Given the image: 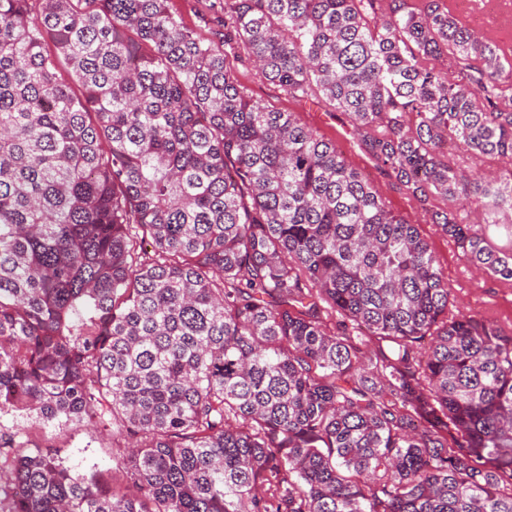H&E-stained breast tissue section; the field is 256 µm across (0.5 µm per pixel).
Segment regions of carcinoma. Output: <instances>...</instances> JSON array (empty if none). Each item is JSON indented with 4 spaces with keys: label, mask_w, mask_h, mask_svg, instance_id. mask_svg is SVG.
<instances>
[{
    "label": "carcinoma",
    "mask_w": 512,
    "mask_h": 512,
    "mask_svg": "<svg viewBox=\"0 0 512 512\" xmlns=\"http://www.w3.org/2000/svg\"><path fill=\"white\" fill-rule=\"evenodd\" d=\"M168 2L0 0V415L110 428L134 488L0 423V512H512V333L230 58L509 284L512 61L437 0H222V45Z\"/></svg>",
    "instance_id": "carcinoma-1"
}]
</instances>
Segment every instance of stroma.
I'll return each mask as SVG.
<instances>
[{
	"mask_svg": "<svg viewBox=\"0 0 512 512\" xmlns=\"http://www.w3.org/2000/svg\"><path fill=\"white\" fill-rule=\"evenodd\" d=\"M213 0H170L173 11L198 35L208 41L219 40L224 32L221 14L211 7ZM239 83L261 104L295 113L305 125L325 140L335 144L347 163L361 171L380 192L390 208L416 224L422 237L440 259L441 269L451 289L454 304L461 312L478 319L496 321L507 332L512 331V287L476 273L454 245L433 224L429 213L412 196L400 191L392 179L377 169L369 157L356 145L352 135L335 113L309 107L298 102L278 86L260 80L250 64L235 67ZM34 440L58 454L64 465L73 472L94 478L113 490L131 492L126 473L114 461L124 444L111 430L95 424L72 429L65 426L36 425Z\"/></svg>",
	"mask_w": 512,
	"mask_h": 512,
	"instance_id": "stroma-1",
	"label": "stroma"
}]
</instances>
